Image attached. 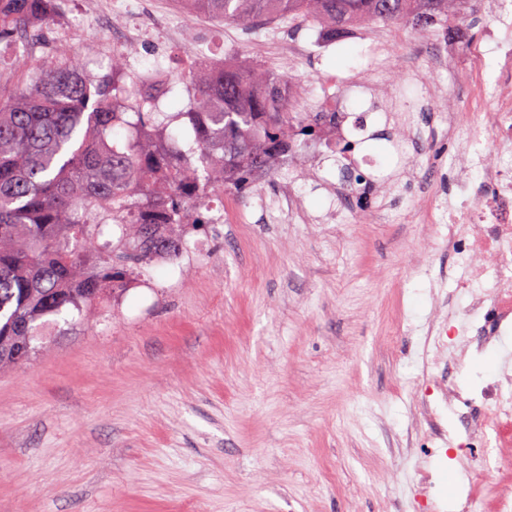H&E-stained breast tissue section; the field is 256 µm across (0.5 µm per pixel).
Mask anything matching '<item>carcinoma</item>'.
I'll use <instances>...</instances> for the list:
<instances>
[{"label":"carcinoma","instance_id":"cac0c4a2","mask_svg":"<svg viewBox=\"0 0 512 512\" xmlns=\"http://www.w3.org/2000/svg\"><path fill=\"white\" fill-rule=\"evenodd\" d=\"M219 21H309L347 35L376 23L407 24L426 35L464 19L466 0H181ZM56 0H0V40L16 37ZM181 81L193 87L179 145L149 96L131 97L124 54L94 76L65 46L44 71L0 78V369L29 363L48 321L84 318L106 294L125 291L154 256L178 254L207 216L210 190L242 193L261 171L321 141L336 114L290 111L288 81L254 61L202 60ZM134 137L121 139V131ZM362 138L326 144L340 170Z\"/></svg>","mask_w":512,"mask_h":512}]
</instances>
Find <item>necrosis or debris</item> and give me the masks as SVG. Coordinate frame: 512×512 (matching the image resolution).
I'll return each instance as SVG.
<instances>
[{"label":"necrosis or debris","mask_w":512,"mask_h":512,"mask_svg":"<svg viewBox=\"0 0 512 512\" xmlns=\"http://www.w3.org/2000/svg\"><path fill=\"white\" fill-rule=\"evenodd\" d=\"M85 10L99 20L128 13L136 21L123 30V41L134 44L158 37L170 45L186 40L183 26L159 11L152 0H85ZM501 21L487 39L497 53L498 76L493 111L448 112V134L464 136L466 148L457 180L456 198L448 206V246L455 249L461 266L457 288L476 289L461 322L441 323L433 338L436 349L472 335L477 348L495 343L503 326L512 320V167L502 166L500 156L512 148V16ZM448 401H463L467 408L466 447H490L497 433L492 418L512 420V374L502 373L465 397L455 389L444 391Z\"/></svg>","instance_id":"necrosis-or-debris-1"}]
</instances>
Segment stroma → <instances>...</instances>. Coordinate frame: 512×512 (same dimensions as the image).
<instances>
[{
  "instance_id": "35a3bbf8",
  "label": "stroma",
  "mask_w": 512,
  "mask_h": 512,
  "mask_svg": "<svg viewBox=\"0 0 512 512\" xmlns=\"http://www.w3.org/2000/svg\"><path fill=\"white\" fill-rule=\"evenodd\" d=\"M473 2L452 47L460 69L496 24L491 0ZM175 14L189 37L162 54L122 47L113 31L128 17L100 27L83 0H68L41 38L96 74L120 49L138 75L166 72L168 114L188 102V66L253 60L292 77L295 111L344 99L401 147L382 139L360 150L376 158L362 172L380 179L370 221L320 146L256 178L239 223L191 235L199 256L186 268L145 266L94 320L48 326L31 364L0 373V512H413L426 473L444 512H463L468 470L492 512L496 496L512 494V453L432 456L415 426L429 330L470 301L454 286L447 225L412 221L426 202L456 196L459 143L440 113L474 109L420 82L447 29L422 38L379 23L331 45L319 27L287 22L280 39L304 48L287 67L259 45L264 28ZM382 32L399 50L384 85L373 54ZM287 182L308 222L267 221L264 205ZM510 354L512 335L443 376L471 387L498 376Z\"/></svg>"
}]
</instances>
